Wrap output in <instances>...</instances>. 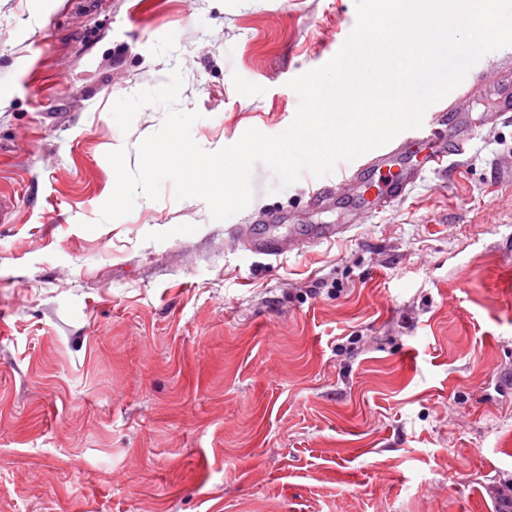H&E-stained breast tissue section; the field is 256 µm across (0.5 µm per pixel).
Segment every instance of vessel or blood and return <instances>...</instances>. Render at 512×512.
I'll return each instance as SVG.
<instances>
[{
    "label": "vessel or blood",
    "mask_w": 512,
    "mask_h": 512,
    "mask_svg": "<svg viewBox=\"0 0 512 512\" xmlns=\"http://www.w3.org/2000/svg\"><path fill=\"white\" fill-rule=\"evenodd\" d=\"M475 129L465 114L448 111L440 118L409 129L406 136L372 156L340 163L336 176L326 178L310 192L311 207L321 208L343 199L366 198L364 212L352 213L346 224H301L288 238L249 233L240 238L244 248L279 258L309 247L344 238L363 215L386 211L405 200L417 179L446 169L451 158L464 155Z\"/></svg>",
    "instance_id": "1"
}]
</instances>
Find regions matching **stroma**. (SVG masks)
I'll return each instance as SVG.
<instances>
[{"mask_svg": "<svg viewBox=\"0 0 512 512\" xmlns=\"http://www.w3.org/2000/svg\"><path fill=\"white\" fill-rule=\"evenodd\" d=\"M355 0H0V512H503L512 493V122L346 239L275 259L255 225L342 224L265 165L242 212L138 201L99 223L113 103L184 76L205 149L284 132L291 79L332 59ZM280 219L262 223V216Z\"/></svg>", "mask_w": 512, "mask_h": 512, "instance_id": "1", "label": "stroma"}]
</instances>
